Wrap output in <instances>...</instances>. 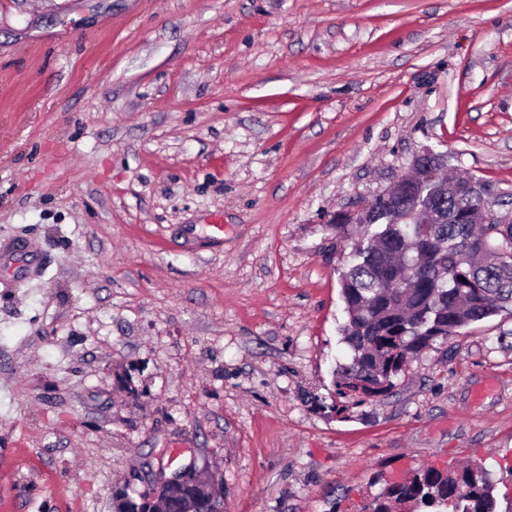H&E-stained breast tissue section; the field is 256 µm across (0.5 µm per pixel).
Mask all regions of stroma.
Instances as JSON below:
<instances>
[{"instance_id":"obj_1","label":"stroma","mask_w":512,"mask_h":512,"mask_svg":"<svg viewBox=\"0 0 512 512\" xmlns=\"http://www.w3.org/2000/svg\"><path fill=\"white\" fill-rule=\"evenodd\" d=\"M425 147L512 205V0H0V512L192 462L226 512H362L474 458L512 484L510 312L319 406L328 222Z\"/></svg>"}]
</instances>
